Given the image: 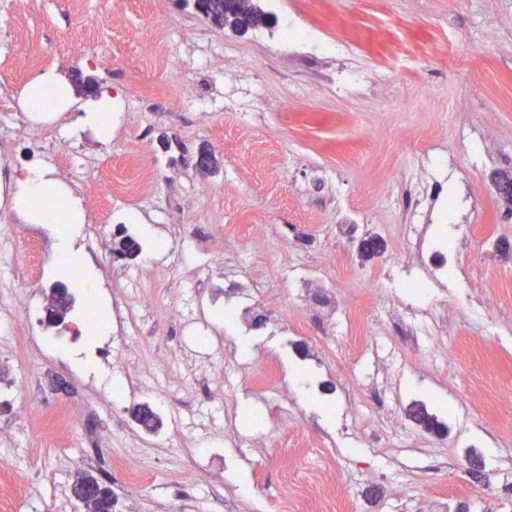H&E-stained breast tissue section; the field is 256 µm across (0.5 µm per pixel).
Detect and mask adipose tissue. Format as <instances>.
Wrapping results in <instances>:
<instances>
[{
    "label": "adipose tissue",
    "instance_id": "1",
    "mask_svg": "<svg viewBox=\"0 0 512 512\" xmlns=\"http://www.w3.org/2000/svg\"><path fill=\"white\" fill-rule=\"evenodd\" d=\"M20 105L38 120H45L63 112L73 113V130H95L104 141L112 134L111 91L104 90L93 97L79 95L73 83L54 68L46 69L28 83L20 95ZM40 196L61 198L62 212L57 218H49L47 213L36 207L35 200ZM12 204L26 223L46 224L54 220L63 224L64 230L57 236L56 247L71 265L82 268L81 288L93 289L97 280L96 273L92 268L84 266L81 253L76 247L86 215L70 192L49 177L45 169L32 166L25 175L17 179Z\"/></svg>",
    "mask_w": 512,
    "mask_h": 512
}]
</instances>
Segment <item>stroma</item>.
Returning a JSON list of instances; mask_svg holds the SVG:
<instances>
[{
    "label": "stroma",
    "mask_w": 512,
    "mask_h": 512,
    "mask_svg": "<svg viewBox=\"0 0 512 512\" xmlns=\"http://www.w3.org/2000/svg\"><path fill=\"white\" fill-rule=\"evenodd\" d=\"M193 4L0 0L6 121H29L20 93L49 67L117 99L109 141L62 114L41 145L1 141L0 169L42 162L103 245L142 223L161 244L87 253L112 311L95 373L69 355L82 337L59 340L76 313L30 336L14 305L50 300L49 226L25 227L33 272L0 247V459L19 486L0 512H84L80 470L111 478L113 512H283L284 471L309 452L334 469L290 512H512V206L493 183L512 172V0H260L270 23L244 33ZM160 39L176 66H153ZM409 168L428 170L424 190L400 180ZM145 177L146 193H121ZM408 213L430 238L449 224L456 280L427 253L403 258ZM366 235L382 245L370 260ZM245 308L259 326L226 333ZM247 335L294 343L333 423L298 383L275 389L241 354ZM421 390L446 399L447 426L415 421ZM35 400L75 413L60 444L28 428ZM142 405L154 433L132 417Z\"/></svg>",
    "instance_id": "35a3bbf8"
}]
</instances>
